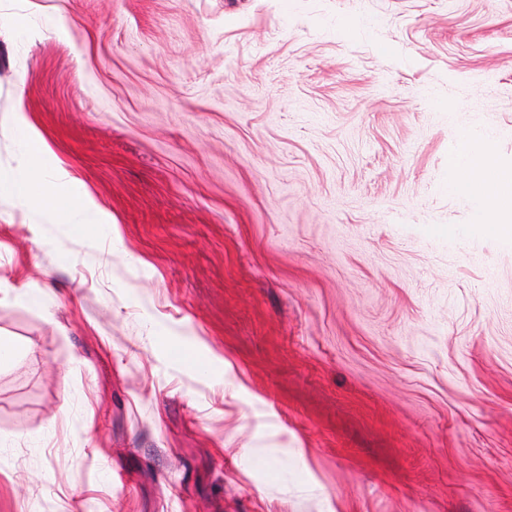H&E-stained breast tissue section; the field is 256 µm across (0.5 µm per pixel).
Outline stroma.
<instances>
[{
  "label": "stroma",
  "instance_id": "obj_1",
  "mask_svg": "<svg viewBox=\"0 0 512 512\" xmlns=\"http://www.w3.org/2000/svg\"><path fill=\"white\" fill-rule=\"evenodd\" d=\"M18 104L0 512H512V0H0ZM25 127L30 149L29 167L22 177L13 181L9 191L20 205L29 208H40V200L51 195L54 181L60 177H68L69 174L62 170L58 175H48L38 168L35 159L45 152L48 147L39 131L30 121H25Z\"/></svg>",
  "mask_w": 512,
  "mask_h": 512
}]
</instances>
